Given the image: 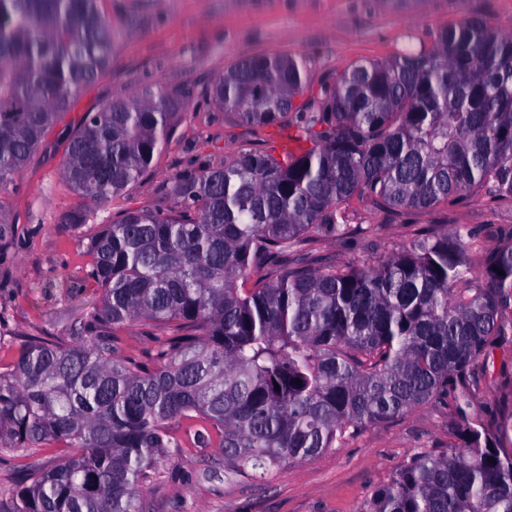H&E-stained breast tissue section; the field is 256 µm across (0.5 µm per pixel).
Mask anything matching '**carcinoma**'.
Instances as JSON below:
<instances>
[{"instance_id": "obj_1", "label": "carcinoma", "mask_w": 512, "mask_h": 512, "mask_svg": "<svg viewBox=\"0 0 512 512\" xmlns=\"http://www.w3.org/2000/svg\"><path fill=\"white\" fill-rule=\"evenodd\" d=\"M100 2L0 0V192L109 68ZM207 94L303 148L241 149L176 177V207L100 225L86 250L100 305L68 336H28L0 367V451L64 449L9 492L7 512H145L178 447L171 421L202 423L197 442L216 435L224 466L265 474L446 398L453 451L411 455L361 512H512V412L471 416L512 340V240L457 225L366 265L306 249L354 232V198L384 213L482 188L512 198V35L469 17L316 86L301 57L260 53ZM182 100L145 86L85 113L60 171L86 207L62 223L80 230L142 176ZM139 322L169 330L148 363L122 354Z\"/></svg>"}]
</instances>
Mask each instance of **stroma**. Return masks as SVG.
Listing matches in <instances>:
<instances>
[{"instance_id":"1","label":"stroma","mask_w":512,"mask_h":512,"mask_svg":"<svg viewBox=\"0 0 512 512\" xmlns=\"http://www.w3.org/2000/svg\"><path fill=\"white\" fill-rule=\"evenodd\" d=\"M119 37L111 69L86 86L75 108L64 114L17 188L0 194L12 222V247L0 254V333L20 341L44 330L61 336L99 301L86 280L90 261L84 239L109 215L131 204L174 205V179L185 169L229 159L240 149L278 141L284 129L251 134L215 108L205 90L237 60L258 53L301 56L311 81L339 73L360 60H383L410 45L429 41L434 30L479 15L512 33V0H103ZM160 84L185 90L178 136L130 190L113 198L82 231L63 224L81 197L60 174L64 142L84 112ZM353 223L371 233L338 241L321 238L315 250L357 263L396 252L417 229L462 225L477 239L512 233V202L479 192L455 203L384 214L365 202L349 204ZM512 343L497 351L482 380L473 415L497 417L512 395ZM448 405L432 401L388 420L370 423L345 445L265 476L224 466L219 443L200 446L187 422H173L181 442L168 473L145 490L150 512H360L372 492L386 484L415 452L448 448Z\"/></svg>"}]
</instances>
